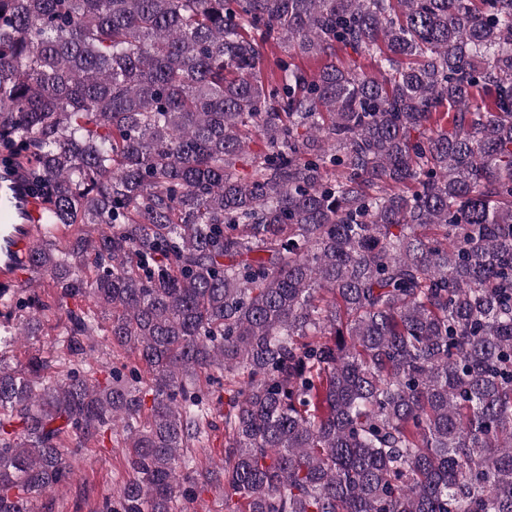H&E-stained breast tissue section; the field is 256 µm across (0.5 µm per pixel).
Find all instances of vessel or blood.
Listing matches in <instances>:
<instances>
[{
	"label": "vessel or blood",
	"instance_id": "obj_1",
	"mask_svg": "<svg viewBox=\"0 0 512 512\" xmlns=\"http://www.w3.org/2000/svg\"><path fill=\"white\" fill-rule=\"evenodd\" d=\"M43 204L28 187L23 162L0 169V286L12 288L41 237Z\"/></svg>",
	"mask_w": 512,
	"mask_h": 512
}]
</instances>
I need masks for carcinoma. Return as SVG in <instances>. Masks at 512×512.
Instances as JSON below:
<instances>
[{
  "label": "carcinoma",
  "mask_w": 512,
  "mask_h": 512,
  "mask_svg": "<svg viewBox=\"0 0 512 512\" xmlns=\"http://www.w3.org/2000/svg\"><path fill=\"white\" fill-rule=\"evenodd\" d=\"M1 147L76 305L19 373L0 292V512L107 431L183 512L216 372L224 512H512V0H0ZM87 361L95 366L109 370L112 365L121 367V364L133 360L131 353L112 348L106 336H92L85 345Z\"/></svg>",
  "instance_id": "obj_1"
}]
</instances>
